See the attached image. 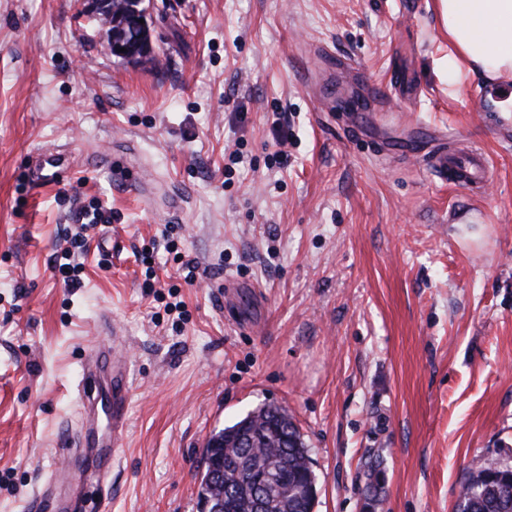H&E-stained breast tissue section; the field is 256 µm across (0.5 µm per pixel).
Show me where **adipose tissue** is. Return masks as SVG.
<instances>
[{
	"instance_id": "ef3b65f1",
	"label": "adipose tissue",
	"mask_w": 512,
	"mask_h": 512,
	"mask_svg": "<svg viewBox=\"0 0 512 512\" xmlns=\"http://www.w3.org/2000/svg\"><path fill=\"white\" fill-rule=\"evenodd\" d=\"M454 65L490 81L512 78V0H437Z\"/></svg>"
}]
</instances>
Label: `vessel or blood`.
Segmentation results:
<instances>
[{
	"label": "vessel or blood",
	"mask_w": 512,
	"mask_h": 512,
	"mask_svg": "<svg viewBox=\"0 0 512 512\" xmlns=\"http://www.w3.org/2000/svg\"><path fill=\"white\" fill-rule=\"evenodd\" d=\"M426 166L441 180L459 185L480 182L488 175L485 157L471 149H438L429 155ZM130 385V366L121 357L110 358L102 351L89 357L80 383L82 396L106 413L108 430L99 432L94 422L87 425L82 445L93 449L91 462L77 468L62 467L34 496L35 512H88L86 503L66 496L65 490L86 487L91 480L99 486L108 481L127 425Z\"/></svg>",
	"instance_id": "1"
}]
</instances>
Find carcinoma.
I'll return each instance as SVG.
<instances>
[{
  "instance_id": "1",
  "label": "carcinoma",
  "mask_w": 512,
  "mask_h": 512,
  "mask_svg": "<svg viewBox=\"0 0 512 512\" xmlns=\"http://www.w3.org/2000/svg\"><path fill=\"white\" fill-rule=\"evenodd\" d=\"M309 448L288 411L263 405L214 431L203 449L199 497L204 512H314ZM277 469L281 490L256 508L249 478ZM456 512H512V464L481 459L461 484Z\"/></svg>"
}]
</instances>
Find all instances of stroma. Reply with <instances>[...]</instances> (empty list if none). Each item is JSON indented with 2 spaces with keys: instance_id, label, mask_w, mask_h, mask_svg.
Masks as SVG:
<instances>
[{
  "instance_id": "35a3bbf8",
  "label": "stroma",
  "mask_w": 512,
  "mask_h": 512,
  "mask_svg": "<svg viewBox=\"0 0 512 512\" xmlns=\"http://www.w3.org/2000/svg\"><path fill=\"white\" fill-rule=\"evenodd\" d=\"M147 6L136 66L78 0H0V512L62 466L105 320L132 385L101 512H201L211 432L263 404L310 449L316 512H369L370 482L381 512H455L476 459L512 464V112L442 69L434 0ZM442 141L485 154L481 188L432 176ZM51 148L72 169L42 188ZM88 250L87 242L85 239H81L80 242H76L73 250L67 249L63 257L66 262L59 264V271L64 277L65 284L73 283L76 273L82 270V263L79 262V257Z\"/></svg>"
}]
</instances>
